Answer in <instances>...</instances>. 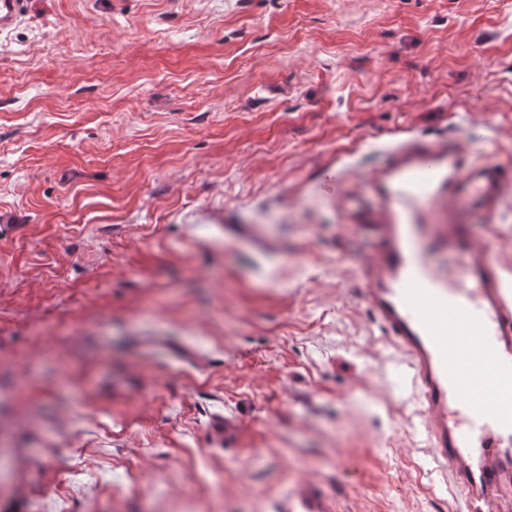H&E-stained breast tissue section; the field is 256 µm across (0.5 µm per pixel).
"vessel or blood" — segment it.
Instances as JSON below:
<instances>
[{
  "label": "vessel or blood",
  "instance_id": "obj_1",
  "mask_svg": "<svg viewBox=\"0 0 512 512\" xmlns=\"http://www.w3.org/2000/svg\"><path fill=\"white\" fill-rule=\"evenodd\" d=\"M28 0H0V31ZM373 202L340 191L371 243L360 274L367 302L412 368L432 452L446 478L484 512H512V282L477 245L462 209L494 216L512 167L420 137L387 151ZM445 211V224L427 217ZM289 512H340L311 489Z\"/></svg>",
  "mask_w": 512,
  "mask_h": 512
}]
</instances>
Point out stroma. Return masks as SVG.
<instances>
[{
	"instance_id": "1",
	"label": "stroma",
	"mask_w": 512,
	"mask_h": 512,
	"mask_svg": "<svg viewBox=\"0 0 512 512\" xmlns=\"http://www.w3.org/2000/svg\"><path fill=\"white\" fill-rule=\"evenodd\" d=\"M406 136L512 166V0H28L0 32V512H286L304 485L479 512L337 196ZM468 222L512 267V194Z\"/></svg>"
}]
</instances>
